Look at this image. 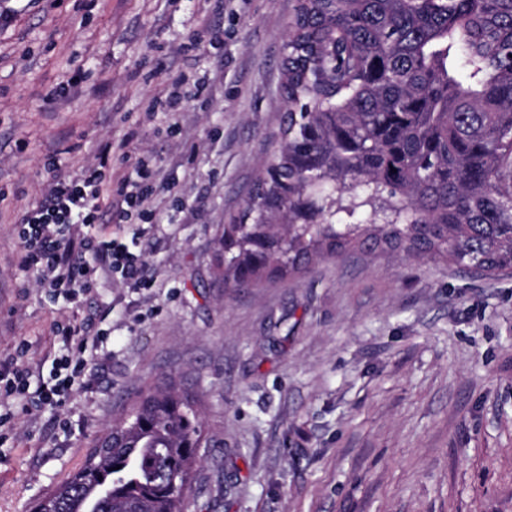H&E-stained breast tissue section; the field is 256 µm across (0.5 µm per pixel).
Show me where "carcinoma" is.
<instances>
[{
  "label": "carcinoma",
  "instance_id": "1",
  "mask_svg": "<svg viewBox=\"0 0 512 512\" xmlns=\"http://www.w3.org/2000/svg\"><path fill=\"white\" fill-rule=\"evenodd\" d=\"M280 71V145L217 239L224 287L375 247L512 269V0H295ZM205 438L196 395L143 390L40 512H182Z\"/></svg>",
  "mask_w": 512,
  "mask_h": 512
}]
</instances>
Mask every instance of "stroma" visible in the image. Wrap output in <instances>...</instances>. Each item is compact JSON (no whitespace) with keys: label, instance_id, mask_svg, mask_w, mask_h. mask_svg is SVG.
I'll return each mask as SVG.
<instances>
[{"label":"stroma","instance_id":"1","mask_svg":"<svg viewBox=\"0 0 512 512\" xmlns=\"http://www.w3.org/2000/svg\"><path fill=\"white\" fill-rule=\"evenodd\" d=\"M294 0H0V360L27 341L49 375L56 321L107 334L59 412L17 413L0 444V512H31L145 386L175 376L206 441L184 512H512V270L487 276L350 251L263 288L225 290L216 238L279 146L280 59ZM219 30L217 44L192 41ZM206 77L178 135L147 102ZM78 87H70L73 76ZM53 87L61 97L47 102ZM128 153L118 151L127 134ZM110 176L151 160L153 287L100 278L75 305L20 267L16 224L58 159Z\"/></svg>","mask_w":512,"mask_h":512}]
</instances>
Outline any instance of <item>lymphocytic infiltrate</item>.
Segmentation results:
<instances>
[{"label": "lymphocytic infiltrate", "mask_w": 512, "mask_h": 512, "mask_svg": "<svg viewBox=\"0 0 512 512\" xmlns=\"http://www.w3.org/2000/svg\"><path fill=\"white\" fill-rule=\"evenodd\" d=\"M208 94V84L201 79L180 75L167 93L151 98L148 112H162L171 120V131H178L177 118L188 102ZM112 162V147L100 151L99 167L77 178L52 166L47 192L19 219L22 266L54 295L68 299L87 293L103 275L120 274L130 288H149L148 264L143 252L112 236L94 233L95 224L110 216L122 224L138 214L142 223H152L149 207L156 191L154 172L146 159H139L132 172L118 182L106 180L104 167ZM53 333L64 346L54 361L49 383L32 386V368L24 360L27 342H19L15 357L0 361V400L10 399L12 407L0 412V431L9 427L16 410H60L71 393L83 384L88 364L86 353L99 343L102 333L87 322L54 323Z\"/></svg>", "instance_id": "obj_1"}]
</instances>
